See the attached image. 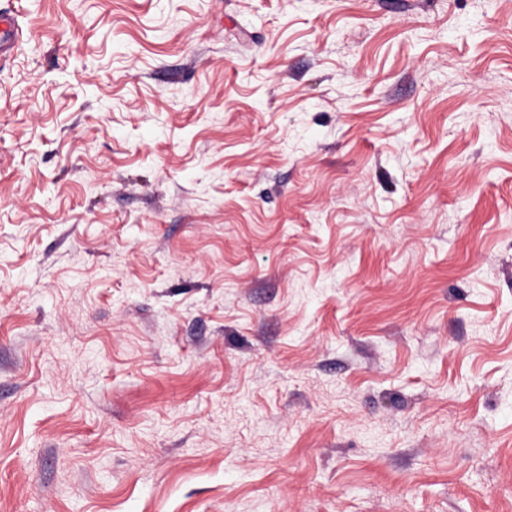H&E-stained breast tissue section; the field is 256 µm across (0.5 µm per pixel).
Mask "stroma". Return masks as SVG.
Wrapping results in <instances>:
<instances>
[{
    "label": "stroma",
    "mask_w": 512,
    "mask_h": 512,
    "mask_svg": "<svg viewBox=\"0 0 512 512\" xmlns=\"http://www.w3.org/2000/svg\"><path fill=\"white\" fill-rule=\"evenodd\" d=\"M0 512H512V0H0Z\"/></svg>",
    "instance_id": "35a3bbf8"
}]
</instances>
